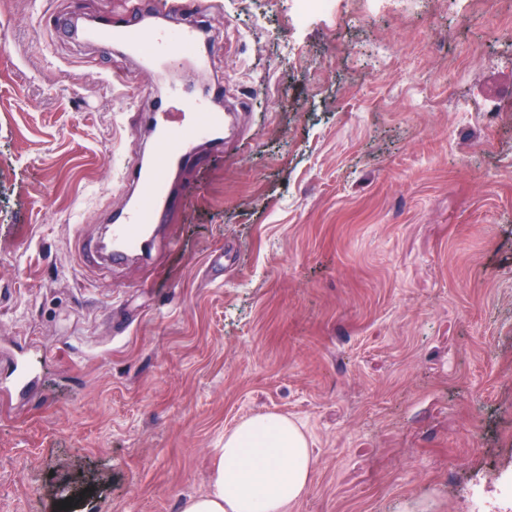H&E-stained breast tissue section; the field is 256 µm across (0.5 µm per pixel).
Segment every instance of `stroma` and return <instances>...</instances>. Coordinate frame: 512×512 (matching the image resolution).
<instances>
[{"label":"stroma","instance_id":"1","mask_svg":"<svg viewBox=\"0 0 512 512\" xmlns=\"http://www.w3.org/2000/svg\"><path fill=\"white\" fill-rule=\"evenodd\" d=\"M162 2L0 0V512H181L261 413L310 443L289 512H512V0L170 16L235 127L89 281L168 85L71 28Z\"/></svg>","mask_w":512,"mask_h":512}]
</instances>
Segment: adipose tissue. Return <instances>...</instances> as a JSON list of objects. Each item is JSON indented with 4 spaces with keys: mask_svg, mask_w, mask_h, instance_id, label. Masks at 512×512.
Instances as JSON below:
<instances>
[{
    "mask_svg": "<svg viewBox=\"0 0 512 512\" xmlns=\"http://www.w3.org/2000/svg\"><path fill=\"white\" fill-rule=\"evenodd\" d=\"M312 473L302 429L286 416L258 414L225 433L212 490L188 499L182 512H288Z\"/></svg>",
    "mask_w": 512,
    "mask_h": 512,
    "instance_id": "ef3b65f1",
    "label": "adipose tissue"
}]
</instances>
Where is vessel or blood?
<instances>
[{
  "label": "vessel or blood",
  "mask_w": 512,
  "mask_h": 512,
  "mask_svg": "<svg viewBox=\"0 0 512 512\" xmlns=\"http://www.w3.org/2000/svg\"><path fill=\"white\" fill-rule=\"evenodd\" d=\"M84 38L92 43L120 48L149 64L173 50L195 54L199 65L210 63L209 56L196 51L201 32L193 26L173 30L146 29L137 18L88 29ZM170 99L172 111L156 113L153 118L157 148L151 164L130 171L124 177L125 183L136 189L137 197L134 206L109 227L110 259L150 250L152 224L174 206L164 184L166 169L172 162L186 159L195 142L217 135L224 123L222 113L196 98L174 90Z\"/></svg>",
  "instance_id": "b4317fda"
}]
</instances>
